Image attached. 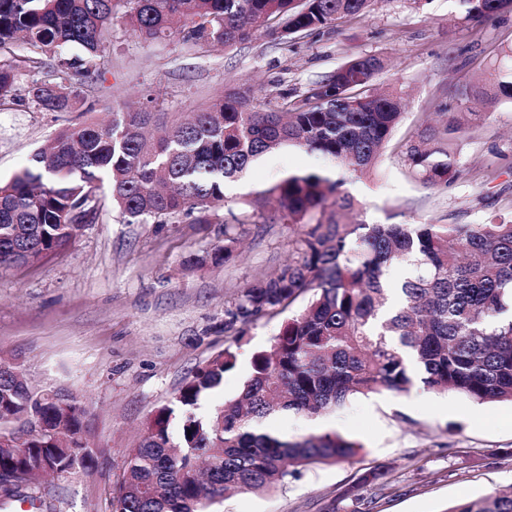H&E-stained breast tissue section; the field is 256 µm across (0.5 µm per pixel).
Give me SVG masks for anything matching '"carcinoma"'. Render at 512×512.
Returning <instances> with one entry per match:
<instances>
[{
  "label": "carcinoma",
  "instance_id": "obj_1",
  "mask_svg": "<svg viewBox=\"0 0 512 512\" xmlns=\"http://www.w3.org/2000/svg\"><path fill=\"white\" fill-rule=\"evenodd\" d=\"M464 19L512 10V0H458ZM376 0H0V50L18 37L31 54L0 60V106L18 97L22 77L40 112H70L81 91L71 72L90 83L109 64L106 34L116 14L144 40L177 35L195 43L232 46L259 34L282 45L346 16H363ZM76 45L83 56L67 58ZM384 61L352 58L283 96L279 108L258 112L228 94L150 142L144 128L157 113L115 114L59 132L29 164L0 183V266L35 262L65 248L102 209L97 184L107 181L112 205L126 223L209 224L228 182L260 157L288 147L319 154L329 169L291 172L269 193L281 220L296 227L288 261L256 279L224 311V326L247 328L281 313L303 295L306 303L282 323L271 343L251 354L237 395L200 412L201 402L238 368L226 347L186 378L175 400L151 418L142 442L124 461L112 512H207L217 498L288 483L297 467L336 462L362 446L335 432L290 439L256 427L280 413L323 416L355 395L408 393L417 386L477 404L512 403V220L480 224L349 223L357 201L344 186L368 175L389 145L401 117L400 97L373 88ZM493 101H512V48L496 70ZM453 118L444 130L406 148L426 185L448 184ZM336 217L311 223L327 205ZM239 238L224 225L234 259ZM86 410L71 394L35 390L17 368L0 364V470L22 462L11 450L16 422H39L25 439L35 454L56 458L65 473L92 460L76 439ZM389 486L388 471L370 469L344 493L358 501L366 487ZM18 485L0 491V512L23 500L42 512L44 500ZM446 512H512V486L457 502Z\"/></svg>",
  "mask_w": 512,
  "mask_h": 512
}]
</instances>
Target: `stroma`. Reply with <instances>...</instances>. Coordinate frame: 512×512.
I'll return each mask as SVG.
<instances>
[{
    "mask_svg": "<svg viewBox=\"0 0 512 512\" xmlns=\"http://www.w3.org/2000/svg\"><path fill=\"white\" fill-rule=\"evenodd\" d=\"M103 69L71 112H40L21 98L0 107V180L24 168L35 150L85 120L108 121L155 99L167 123L208 109L227 90L247 93L257 108H277L349 59L378 55L387 67L375 79L403 99L392 146L373 171L347 187L359 202L353 217L369 224H478L512 220V104L485 105L482 123L457 139L458 177L430 187L410 172L405 147L434 125L440 112L476 108L465 92L491 88L502 50L512 47V13L464 20L457 0H379L360 18L302 35L285 47L263 36L230 47L179 39L143 41L114 23ZM320 157L282 149L261 158L211 224L124 223L105 204L65 249L32 264L0 267V363L21 369L38 389L63 388L86 408L81 441L89 466L39 484L49 512H108L128 452L138 447L162 405L185 379L225 347L239 367L209 400L222 405L239 391L252 352L278 333L283 314L264 316L242 340L224 329V311L242 288L288 258L292 226L276 202L256 197ZM237 227V258L207 260ZM278 430L303 437L333 430L362 444L355 457L300 468L282 487L224 496L213 512H445L448 505L512 485V404L479 405L422 388L358 397L321 426L282 414ZM372 467H386L385 491L363 490L359 502L342 492Z\"/></svg>",
    "mask_w": 512,
    "mask_h": 512,
    "instance_id": "stroma-1",
    "label": "stroma"
}]
</instances>
